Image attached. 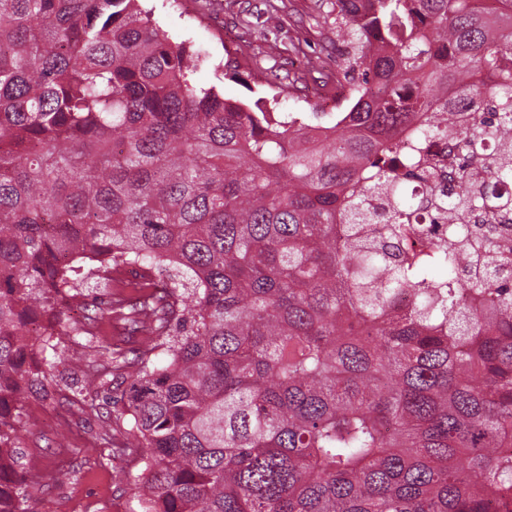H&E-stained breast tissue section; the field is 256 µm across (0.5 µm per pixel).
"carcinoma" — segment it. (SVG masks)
<instances>
[{
	"label": "carcinoma",
	"instance_id": "1",
	"mask_svg": "<svg viewBox=\"0 0 512 512\" xmlns=\"http://www.w3.org/2000/svg\"><path fill=\"white\" fill-rule=\"evenodd\" d=\"M474 2L336 0L361 81L318 140L195 85L140 0H0V512H27L17 403L104 318L153 337L80 368L97 393L125 373L100 438L139 452L144 512H512L507 238L459 223L512 210V0ZM450 84L495 122L436 110ZM420 112L427 147L496 151L482 185L407 195L393 137ZM420 205L448 225L424 259L400 248ZM127 270L140 294L67 318Z\"/></svg>",
	"mask_w": 512,
	"mask_h": 512
}]
</instances>
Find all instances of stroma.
Masks as SVG:
<instances>
[{
    "mask_svg": "<svg viewBox=\"0 0 512 512\" xmlns=\"http://www.w3.org/2000/svg\"><path fill=\"white\" fill-rule=\"evenodd\" d=\"M172 36L192 42L205 61L195 83L217 86L225 98L248 105L276 101L277 111L316 117L324 123L337 88H349L336 49V27L319 0H276L274 14L264 0H146ZM301 41L305 57L288 55L289 40ZM232 60L216 80L214 63ZM103 395L81 397L65 385L54 401L23 404L17 438L24 472L39 474L26 489L28 512H141L128 485L139 472V456L114 455L100 440Z\"/></svg>",
    "mask_w": 512,
    "mask_h": 512,
    "instance_id": "1",
    "label": "stroma"
}]
</instances>
